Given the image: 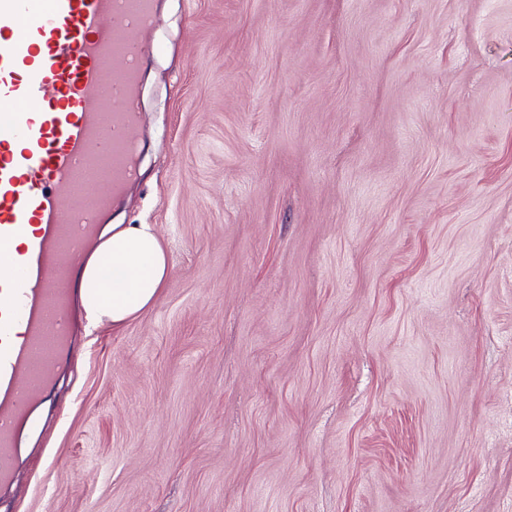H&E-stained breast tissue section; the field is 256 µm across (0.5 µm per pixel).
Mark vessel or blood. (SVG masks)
Returning a JSON list of instances; mask_svg holds the SVG:
<instances>
[{
  "label": "vessel or blood",
  "instance_id": "obj_1",
  "mask_svg": "<svg viewBox=\"0 0 512 512\" xmlns=\"http://www.w3.org/2000/svg\"><path fill=\"white\" fill-rule=\"evenodd\" d=\"M154 0H0V485L70 335L66 258L138 175Z\"/></svg>",
  "mask_w": 512,
  "mask_h": 512
}]
</instances>
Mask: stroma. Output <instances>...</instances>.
Instances as JSON below:
<instances>
[{"label": "stroma", "mask_w": 512, "mask_h": 512, "mask_svg": "<svg viewBox=\"0 0 512 512\" xmlns=\"http://www.w3.org/2000/svg\"><path fill=\"white\" fill-rule=\"evenodd\" d=\"M171 275L78 310L0 512H512V0H159Z\"/></svg>", "instance_id": "35a3bbf8"}]
</instances>
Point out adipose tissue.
Here are the masks:
<instances>
[{
    "instance_id": "1",
    "label": "adipose tissue",
    "mask_w": 512,
    "mask_h": 512,
    "mask_svg": "<svg viewBox=\"0 0 512 512\" xmlns=\"http://www.w3.org/2000/svg\"><path fill=\"white\" fill-rule=\"evenodd\" d=\"M122 270L125 281L106 284L104 267ZM170 274L168 255L152 225H113L86 261L78 294L89 318L120 325L148 309Z\"/></svg>"
}]
</instances>
